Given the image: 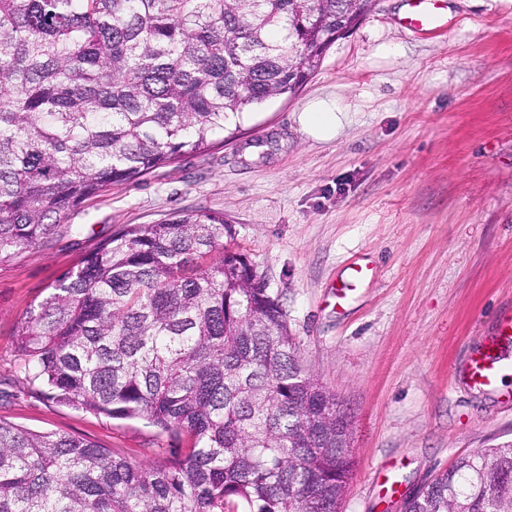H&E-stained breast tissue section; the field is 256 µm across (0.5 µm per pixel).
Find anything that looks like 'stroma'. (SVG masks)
<instances>
[{"mask_svg": "<svg viewBox=\"0 0 512 512\" xmlns=\"http://www.w3.org/2000/svg\"><path fill=\"white\" fill-rule=\"evenodd\" d=\"M403 3L374 0L296 97L227 123L205 155L112 185L0 263V419L140 463L190 446L28 393L13 329L99 239L206 209L232 224L229 247L278 294L304 367L351 418L343 512H397L458 457L512 440V410L458 375L512 313V0H444L437 35L400 25ZM320 103L341 118L328 140L300 120ZM355 261L373 278L335 311Z\"/></svg>", "mask_w": 512, "mask_h": 512, "instance_id": "35a3bbf8", "label": "stroma"}]
</instances>
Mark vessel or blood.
<instances>
[{"instance_id": "vessel-or-blood-1", "label": "vessel or blood", "mask_w": 512, "mask_h": 512, "mask_svg": "<svg viewBox=\"0 0 512 512\" xmlns=\"http://www.w3.org/2000/svg\"><path fill=\"white\" fill-rule=\"evenodd\" d=\"M441 0H406L407 10L403 16L405 25L421 31H437L443 27L439 12ZM370 276L369 267L353 264L340 288L336 290L337 304H344L357 284ZM512 366V314L502 317L494 335L483 338L471 354L462 377L466 383L479 391L498 392L502 404L512 407V391L501 388L503 374Z\"/></svg>"}]
</instances>
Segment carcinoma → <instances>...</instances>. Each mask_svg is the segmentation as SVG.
<instances>
[{
	"instance_id": "obj_1",
	"label": "carcinoma",
	"mask_w": 512,
	"mask_h": 512,
	"mask_svg": "<svg viewBox=\"0 0 512 512\" xmlns=\"http://www.w3.org/2000/svg\"><path fill=\"white\" fill-rule=\"evenodd\" d=\"M371 0H0V263L320 67ZM200 209L99 240L14 328L31 391L186 433L141 464L0 420V512H341L356 460L286 314ZM408 512H512V441Z\"/></svg>"
}]
</instances>
